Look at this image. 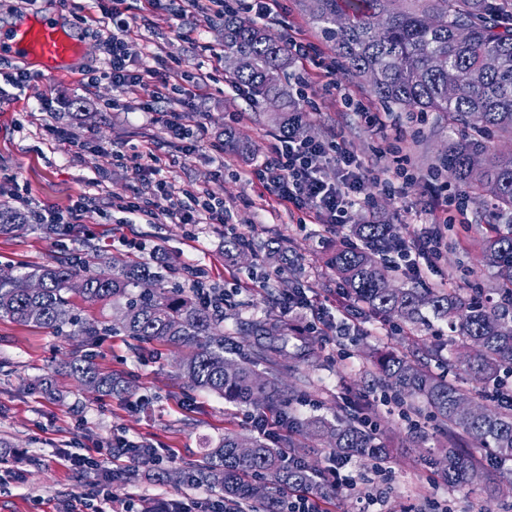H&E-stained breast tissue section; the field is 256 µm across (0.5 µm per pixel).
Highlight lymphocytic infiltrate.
Masks as SVG:
<instances>
[{"label": "lymphocytic infiltrate", "mask_w": 512, "mask_h": 512, "mask_svg": "<svg viewBox=\"0 0 512 512\" xmlns=\"http://www.w3.org/2000/svg\"><path fill=\"white\" fill-rule=\"evenodd\" d=\"M124 0H98L102 15L116 23L111 36L110 58L101 79L112 83L114 88L132 90L150 87L151 92L144 110L151 114L154 122L160 123L175 137L184 139L185 152H193L196 144L193 134L179 121L175 112L159 110L158 104L168 96L178 93V73L166 63L135 73L128 68L129 48L127 37L130 24L123 18L121 6ZM323 155L342 171L340 180L333 185L325 183L313 165L316 156ZM366 175L353 168L346 151L334 143L304 139L295 135L279 136L262 162L250 171L249 181L260 195L272 197L294 208L314 213L322 223L342 224L349 217L350 209L365 206L362 193ZM190 198L193 209H185L182 200ZM118 209L135 214L145 220L167 216L176 224H227L233 218L223 202L217 201L208 189L176 192L172 184L164 179L155 180L149 191L130 200L118 202ZM464 221V206L461 198L444 194L433 207V222L436 231L419 239L417 244L399 241L386 257L410 275H418L422 265L432 264L446 246L440 231L441 226L460 224Z\"/></svg>", "instance_id": "1"}]
</instances>
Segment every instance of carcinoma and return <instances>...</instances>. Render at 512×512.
<instances>
[{
    "label": "carcinoma",
    "instance_id": "obj_1",
    "mask_svg": "<svg viewBox=\"0 0 512 512\" xmlns=\"http://www.w3.org/2000/svg\"><path fill=\"white\" fill-rule=\"evenodd\" d=\"M313 19L323 39L333 43L344 74L367 81L371 93L387 110L443 112L457 132L441 157L443 171L457 179H469L474 158L481 157L484 175L471 184L475 194L490 199L498 218L495 235L482 243L483 260L500 286L512 291V154L494 149L485 135L512 140V0H311ZM386 17L379 29L377 17ZM345 25H336V17ZM434 24L428 25V17ZM465 26L470 36L456 39ZM488 56L499 58L497 69L478 81L473 74ZM224 58L231 61L229 79L243 88L249 101L269 97L280 101V131L298 124L301 108L283 79L289 64L286 46L269 30L237 12L224 14ZM456 95L448 98V85ZM27 217L0 204V234L26 227ZM355 238L365 248L342 247L327 264L336 273L350 301L378 317L397 315L416 325L425 320L424 309L448 321L451 344L464 352L468 372L483 384L478 393L481 412L462 415L456 404L468 394L449 378L455 364L443 360L441 345L432 343L426 353L444 370L436 373L399 351L377 360L379 383L402 397H416L432 416L447 427L448 435H464L501 459H512V408L490 400L487 391L512 375V307L488 305L480 298L463 296L451 288H405L394 283L374 259L392 247L398 234L392 224H356ZM163 268L134 258L114 260L103 270L82 267L65 259L38 265L24 273L0 267V319L32 325L57 336H80L88 344L110 329L139 343H166L184 349L179 374L200 390L224 399L249 404L264 414L290 421L289 398L282 388L280 357L290 328L283 321H260V336L249 358L237 362L224 357L221 320L179 288L167 286ZM82 288L73 289L74 280ZM36 281L38 291L17 287L20 281ZM92 305H110L122 313L112 325L104 319L80 318L74 313L72 294ZM264 371H257V366ZM62 374L103 395H121L128 380L101 372L85 355L62 363ZM315 441H324L340 455L357 453L372 460L386 459L355 416L332 422L315 418L302 425ZM250 453L243 455L239 448ZM292 438L277 431L249 438L226 431L224 438L205 453L188 473L191 484L218 489L232 507L245 505L249 512H288L281 489L304 486L315 495L325 494L315 470L291 451ZM448 486L487 494L502 501L512 498V471L478 481L480 471L473 457L454 446L438 459Z\"/></svg>",
    "mask_w": 512,
    "mask_h": 512
}]
</instances>
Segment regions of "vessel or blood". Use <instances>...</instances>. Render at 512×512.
Here are the masks:
<instances>
[{"label":"vessel or blood","instance_id":"b4317fda","mask_svg":"<svg viewBox=\"0 0 512 512\" xmlns=\"http://www.w3.org/2000/svg\"><path fill=\"white\" fill-rule=\"evenodd\" d=\"M80 52L72 30L45 13L29 14L0 33V55L36 61L50 75L65 71Z\"/></svg>","mask_w":512,"mask_h":512}]
</instances>
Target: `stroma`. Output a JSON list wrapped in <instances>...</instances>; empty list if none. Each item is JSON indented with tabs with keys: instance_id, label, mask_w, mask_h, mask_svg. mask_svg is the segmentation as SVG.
I'll use <instances>...</instances> for the list:
<instances>
[{
	"instance_id": "obj_1",
	"label": "stroma",
	"mask_w": 512,
	"mask_h": 512,
	"mask_svg": "<svg viewBox=\"0 0 512 512\" xmlns=\"http://www.w3.org/2000/svg\"><path fill=\"white\" fill-rule=\"evenodd\" d=\"M308 3L279 0L276 17L267 23L277 39L298 33L318 47L316 59L292 60L286 76L292 91L315 101L303 109L306 135L338 139L367 172L364 194L374 207V220L396 225L405 239L430 229L436 193L446 188L463 198L465 221L449 226L448 248L426 269L423 280L442 279L461 293L477 291L497 299L498 283L481 254V241L496 222L493 210L469 185L447 174L433 177L432 185L423 182L448 145L447 115L431 112L414 122L408 113L396 110L387 116L386 134L375 131L369 116L380 111V104L365 81L342 74L336 51L322 39ZM181 5V0H158L152 11L146 0H126L124 16L132 29V69L155 67L159 55L180 63L182 92L169 107L181 112L184 123L195 126L202 139L199 151L190 156L183 155L180 140L143 112L147 89L119 96L109 83L89 84L87 71L107 65L113 32L112 24L100 22L94 0H0V29L15 25L25 14L43 11L73 28L82 40L79 60L61 75L41 77L37 63L0 56V203L18 187L35 210L63 211L77 197L87 199L83 222L74 232L50 235L32 224L21 232L0 234V266L22 270L58 259L75 262L93 249L105 259H122L135 244L159 247L158 263L205 266L219 288L234 280L245 284L236 306L224 312V333L236 356L246 357L255 343V322L284 318L293 328L305 325L303 317L283 316L281 300L288 292L303 289L314 309L330 308L342 285L327 258L353 235L347 224L303 225L299 212L287 206L255 205L257 191L244 172L262 161L278 134L274 114L266 105H252L226 80L223 19L203 8L184 19ZM180 25L189 29L188 37H179ZM21 70L35 73V80L17 83ZM207 73L212 81L201 82ZM334 78L341 79L350 100L323 94V86ZM49 124L65 130L68 144L52 140L45 130ZM228 130L248 141L252 154L235 158L233 167L225 170L210 145L222 141ZM395 143L406 150L418 176L414 184L394 175ZM133 145L151 150L160 160V177L175 187L211 189L235 212L240 231L261 244V251L245 260L225 256L227 235L220 224H173L164 217L148 224L119 211L104 218L107 202L147 186L146 178L113 165L108 154L109 148ZM266 276L269 287H260ZM448 335L447 322L432 317L412 330L396 319L382 323L361 317L349 334L314 337L313 356L292 362L284 374L285 387L299 393L291 407L296 422L333 418L350 399L364 398L374 406L375 436L390 451L380 471L362 456L349 459L344 472L353 486L331 488L332 512H434L447 504L454 512H505L487 495L449 489L441 469L427 463L447 447V430L439 428L417 400L409 417H402L398 403L375 384L371 352L393 348L421 360L422 344L429 341L442 344L448 359L454 353ZM73 354L131 380L133 395L101 396L71 380L65 382L62 397L47 395L40 380ZM179 358L178 348L138 347L123 335L108 334L86 346L77 336H57L1 319L0 437L12 447L0 459V512H59L72 496H92L103 487L115 503H148L155 512H165L168 504L188 497L199 502L209 497L211 490L205 486L191 489L156 481L146 466L140 468L136 483L107 485L99 473L81 474L58 462L62 453L82 454L125 437L150 441L166 458L167 469L178 470L198 463L225 431L253 434L254 407L191 387L178 374Z\"/></svg>"
}]
</instances>
